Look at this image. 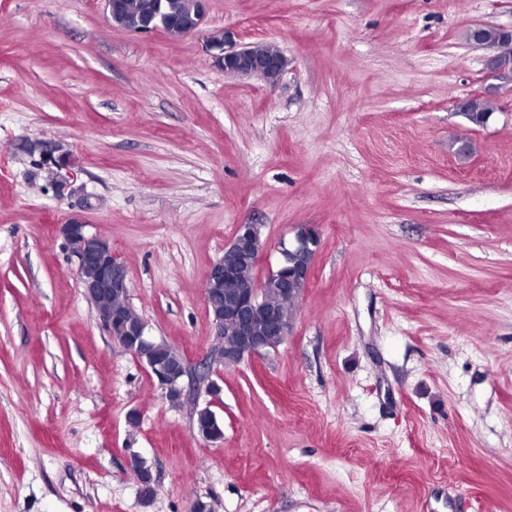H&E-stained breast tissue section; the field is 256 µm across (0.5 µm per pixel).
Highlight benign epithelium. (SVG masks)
I'll use <instances>...</instances> for the list:
<instances>
[{
    "mask_svg": "<svg viewBox=\"0 0 512 512\" xmlns=\"http://www.w3.org/2000/svg\"><path fill=\"white\" fill-rule=\"evenodd\" d=\"M206 12L207 0H195L192 24L182 31V35L196 32L203 24ZM172 25L174 21L160 13L152 24L133 28L131 32L166 33ZM209 47L217 51L218 66L225 74L255 77L268 85L273 84L271 75L281 77L288 65L282 53H265L258 49L256 41L228 46L223 38L212 39ZM488 72L495 79L512 77V59L490 56ZM59 230L71 246L84 295L95 307L112 340L143 364H148L157 339L148 333L145 323L135 321L126 305L130 296V277L125 262L112 251L106 239L88 232L86 225L78 221L61 224ZM319 247L320 234L316 225H303L291 239L278 243L277 265L269 268L265 277L279 281L282 294L300 299L304 289L290 288L288 284H310ZM264 249L258 226L240 224L233 239L224 247L233 263L226 265L219 259L209 268L204 288L205 303H210L217 296L218 289H224V307L217 308L211 316L216 344L212 360L216 365L236 366L275 351L295 332V321L269 308L262 298L261 289L240 285L241 268L257 263ZM189 374V365L182 364L156 376L162 396L171 406L180 407L188 399L184 379ZM130 466L139 483L140 497L144 500L151 498L154 485L151 467L137 455L130 458Z\"/></svg>",
    "mask_w": 512,
    "mask_h": 512,
    "instance_id": "benign-epithelium-1",
    "label": "benign epithelium"
}]
</instances>
